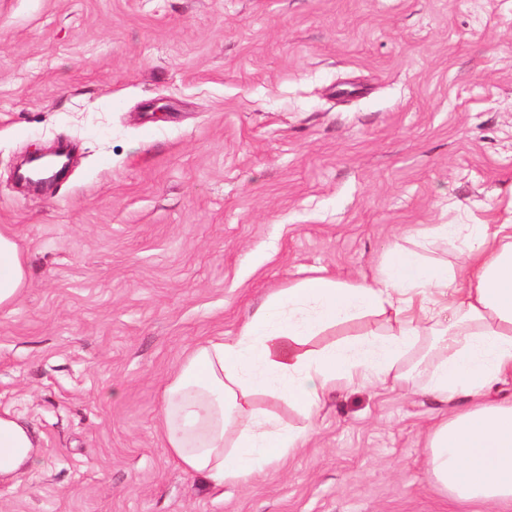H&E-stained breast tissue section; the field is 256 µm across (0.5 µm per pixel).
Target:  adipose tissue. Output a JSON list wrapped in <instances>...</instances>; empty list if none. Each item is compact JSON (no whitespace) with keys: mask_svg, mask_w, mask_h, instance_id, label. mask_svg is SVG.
I'll return each mask as SVG.
<instances>
[{"mask_svg":"<svg viewBox=\"0 0 512 512\" xmlns=\"http://www.w3.org/2000/svg\"><path fill=\"white\" fill-rule=\"evenodd\" d=\"M452 244L456 263L425 253ZM27 281L24 256L0 229V310ZM387 328L321 348L310 340L358 318ZM512 376V222L430 224L413 246L393 248L372 282L303 278L269 293L235 336L192 345L164 389L162 438L187 472L215 485H244L285 462L315 433L336 388L386 383L420 389L464 408L429 429L423 452L432 479L454 498L512 506V403L485 394ZM288 403L299 423L260 404ZM38 440L0 414V476L36 461Z\"/></svg>","mask_w":512,"mask_h":512,"instance_id":"obj_1","label":"adipose tissue"}]
</instances>
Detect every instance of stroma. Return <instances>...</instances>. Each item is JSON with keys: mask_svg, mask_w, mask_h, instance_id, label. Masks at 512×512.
I'll list each match as a JSON object with an SVG mask.
<instances>
[{"mask_svg": "<svg viewBox=\"0 0 512 512\" xmlns=\"http://www.w3.org/2000/svg\"><path fill=\"white\" fill-rule=\"evenodd\" d=\"M77 160L43 193L21 155ZM512 218V0H0V411L42 436L0 512H485L433 483L442 405L332 393L294 455L217 486L169 455L185 348L425 224ZM27 281L24 255L13 236L0 229V310L17 300Z\"/></svg>", "mask_w": 512, "mask_h": 512, "instance_id": "1", "label": "stroma"}]
</instances>
